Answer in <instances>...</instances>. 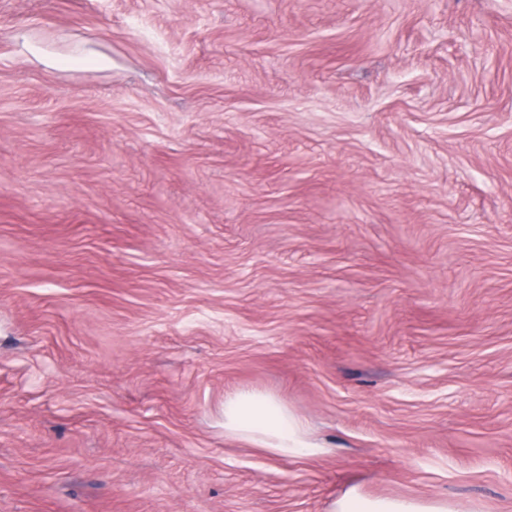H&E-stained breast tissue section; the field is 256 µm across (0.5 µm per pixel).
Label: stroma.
Segmentation results:
<instances>
[{"label":"stroma","instance_id":"obj_1","mask_svg":"<svg viewBox=\"0 0 512 512\" xmlns=\"http://www.w3.org/2000/svg\"><path fill=\"white\" fill-rule=\"evenodd\" d=\"M352 490L512 512V0H0V512ZM224 435L281 458L315 455L322 449L288 406L259 392H240L224 400Z\"/></svg>","mask_w":512,"mask_h":512}]
</instances>
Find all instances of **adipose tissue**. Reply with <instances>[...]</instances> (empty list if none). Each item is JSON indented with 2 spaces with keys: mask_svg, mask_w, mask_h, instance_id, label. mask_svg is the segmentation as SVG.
<instances>
[{
  "mask_svg": "<svg viewBox=\"0 0 512 512\" xmlns=\"http://www.w3.org/2000/svg\"><path fill=\"white\" fill-rule=\"evenodd\" d=\"M224 433L281 458L314 455L320 450L285 404L259 392H240L225 399ZM339 512H446V508L408 500H370L353 492L341 501Z\"/></svg>",
  "mask_w": 512,
  "mask_h": 512,
  "instance_id": "adipose-tissue-1",
  "label": "adipose tissue"
}]
</instances>
